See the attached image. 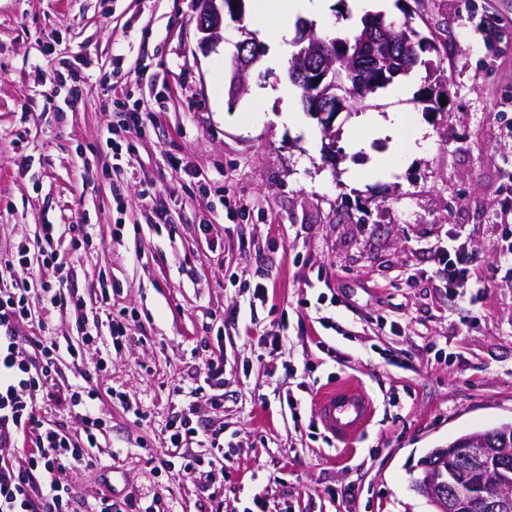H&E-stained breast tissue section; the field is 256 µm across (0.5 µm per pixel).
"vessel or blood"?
Segmentation results:
<instances>
[{
    "label": "vessel or blood",
    "instance_id": "obj_1",
    "mask_svg": "<svg viewBox=\"0 0 512 512\" xmlns=\"http://www.w3.org/2000/svg\"><path fill=\"white\" fill-rule=\"evenodd\" d=\"M318 412L323 425L340 437L366 425L372 412L367 398L348 386H333L322 392Z\"/></svg>",
    "mask_w": 512,
    "mask_h": 512
}]
</instances>
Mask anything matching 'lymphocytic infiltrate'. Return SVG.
I'll list each match as a JSON object with an SVG mask.
<instances>
[{
	"instance_id": "f902f5d3",
	"label": "lymphocytic infiltrate",
	"mask_w": 512,
	"mask_h": 512,
	"mask_svg": "<svg viewBox=\"0 0 512 512\" xmlns=\"http://www.w3.org/2000/svg\"><path fill=\"white\" fill-rule=\"evenodd\" d=\"M31 290L18 282L0 289V447H21L23 464L0 461V512H71V490L62 475L95 463L94 450L104 421L94 410L93 390L72 392L67 402L82 411L81 431L70 434L45 423L37 410L38 394L52 395L59 344L49 336L20 340L18 326L31 320ZM224 359H210L206 376L195 389L196 404L182 409L167 426L165 441L173 452L166 462L176 473L201 471L215 480L216 469L189 451L204 438L216 456L224 454V429L194 425L199 404L218 409L223 398Z\"/></svg>"
}]
</instances>
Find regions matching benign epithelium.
I'll return each instance as SVG.
<instances>
[{
  "mask_svg": "<svg viewBox=\"0 0 512 512\" xmlns=\"http://www.w3.org/2000/svg\"><path fill=\"white\" fill-rule=\"evenodd\" d=\"M234 0H198V31L201 43L208 45L224 27L227 4ZM297 44L303 46L299 60L289 70L290 79L303 87V106L312 113L330 137L338 111L348 100L350 77L356 63L373 60L378 70V83L386 84L406 74L374 55L375 44L408 43L412 31L411 17L394 18L385 24L368 26L366 35L354 44L324 46L314 38L313 25L299 22ZM238 52L232 64L230 94L232 99L245 91L249 71L259 62L246 53L248 40L237 42ZM320 81H315V78ZM512 448H472L469 439L432 449L418 465L420 476L414 489L425 497L435 512H463L470 499L477 500L483 512H512Z\"/></svg>",
  "mask_w": 512,
  "mask_h": 512,
  "instance_id": "7a95c632",
  "label": "benign epithelium"
}]
</instances>
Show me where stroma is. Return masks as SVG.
<instances>
[{
    "instance_id": "obj_1",
    "label": "stroma",
    "mask_w": 512,
    "mask_h": 512,
    "mask_svg": "<svg viewBox=\"0 0 512 512\" xmlns=\"http://www.w3.org/2000/svg\"><path fill=\"white\" fill-rule=\"evenodd\" d=\"M245 5L206 46L197 0H0V277L28 278L17 247L38 250L43 225L90 224L89 245L61 244L43 268L62 281L50 336L77 340L73 292L102 321L101 294L119 285L111 309L136 316L110 359L89 346L61 366L58 390L91 382L106 423L100 464L65 475L72 510L106 494L157 496L168 512H434L412 488L419 460L512 422V265L499 260L512 235L496 221L512 187V0H383L441 42L403 77L406 98L366 101L377 121L404 112L423 133L392 170L389 137L353 144L359 112L337 117L331 158L316 119L283 121L289 63L272 52L230 102L233 44L256 30ZM314 26L345 38L360 21L350 0H325ZM70 75L81 91L68 103ZM453 238L481 287L438 274ZM259 283L268 302L254 310ZM219 354L224 406L198 422L224 426L226 473L210 485L168 473L164 435ZM334 383L372 404L343 440L317 413Z\"/></svg>"
}]
</instances>
